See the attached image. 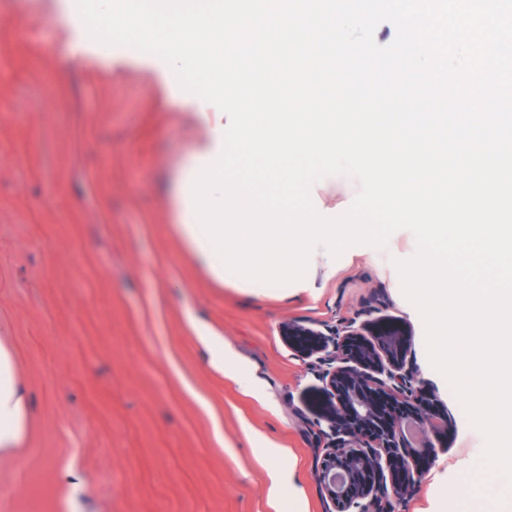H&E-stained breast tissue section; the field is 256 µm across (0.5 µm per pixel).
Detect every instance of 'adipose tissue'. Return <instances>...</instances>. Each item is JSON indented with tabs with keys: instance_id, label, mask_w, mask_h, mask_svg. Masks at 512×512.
<instances>
[{
	"instance_id": "adipose-tissue-1",
	"label": "adipose tissue",
	"mask_w": 512,
	"mask_h": 512,
	"mask_svg": "<svg viewBox=\"0 0 512 512\" xmlns=\"http://www.w3.org/2000/svg\"><path fill=\"white\" fill-rule=\"evenodd\" d=\"M198 340L208 353L210 369L229 381L244 395L255 392V384L239 367L232 354L225 349L220 337L202 330ZM31 398L19 379L18 358L13 346L0 340V452L23 447L28 438ZM248 441L258 460L267 467L277 490L270 501L272 512H287L286 498L299 492L296 474L292 468L297 458L293 451L271 440L252 435ZM289 461V468H281V461Z\"/></svg>"
}]
</instances>
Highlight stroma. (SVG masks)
Returning a JSON list of instances; mask_svg holds the SVG:
<instances>
[{
	"label": "stroma",
	"instance_id": "obj_1",
	"mask_svg": "<svg viewBox=\"0 0 512 512\" xmlns=\"http://www.w3.org/2000/svg\"><path fill=\"white\" fill-rule=\"evenodd\" d=\"M71 0L0 7V339L33 399L23 448L0 453V512H269L272 482L246 439L292 448L303 495L289 512H327L316 459L314 359L284 334L392 319L452 427L396 512H486L460 499L468 447L482 442L429 364L417 310L396 288L410 231L337 259L313 253L305 289L256 294L215 282L177 232L176 177L207 137L199 98L159 57L91 41ZM358 181L331 175L314 204L345 212ZM259 387L240 394L209 371L195 324ZM80 474L78 485L63 476Z\"/></svg>",
	"mask_w": 512,
	"mask_h": 512
}]
</instances>
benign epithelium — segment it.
Wrapping results in <instances>:
<instances>
[{
  "label": "benign epithelium",
  "mask_w": 512,
  "mask_h": 512,
  "mask_svg": "<svg viewBox=\"0 0 512 512\" xmlns=\"http://www.w3.org/2000/svg\"><path fill=\"white\" fill-rule=\"evenodd\" d=\"M287 335L326 366L319 418L331 446L318 459L324 496L334 512H395V502L423 475L410 427L427 437L448 428L446 414L422 404L406 331L378 322L348 325L334 337L291 325Z\"/></svg>",
  "instance_id": "benign-epithelium-1"
}]
</instances>
